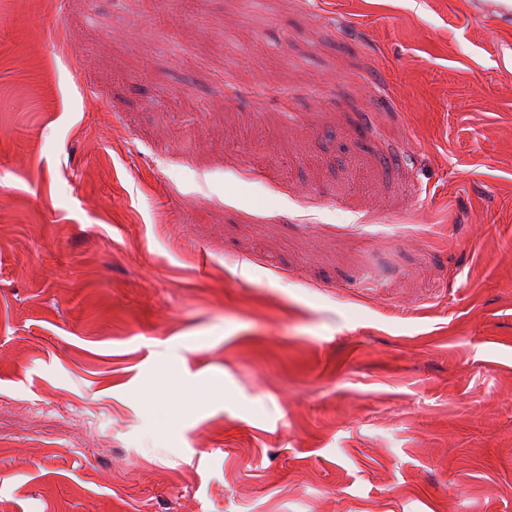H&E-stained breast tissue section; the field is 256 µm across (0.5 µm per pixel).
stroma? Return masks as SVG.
Segmentation results:
<instances>
[{"instance_id": "1", "label": "stroma", "mask_w": 512, "mask_h": 512, "mask_svg": "<svg viewBox=\"0 0 512 512\" xmlns=\"http://www.w3.org/2000/svg\"><path fill=\"white\" fill-rule=\"evenodd\" d=\"M0 512H512V22L0 0Z\"/></svg>"}]
</instances>
